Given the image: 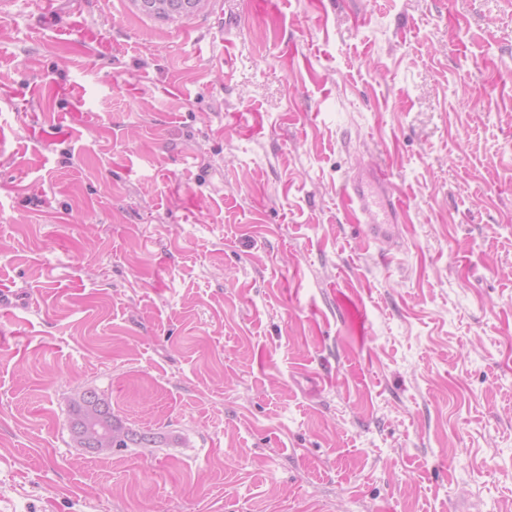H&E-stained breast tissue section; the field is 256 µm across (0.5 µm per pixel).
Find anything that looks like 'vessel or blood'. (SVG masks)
Listing matches in <instances>:
<instances>
[{"mask_svg": "<svg viewBox=\"0 0 512 512\" xmlns=\"http://www.w3.org/2000/svg\"><path fill=\"white\" fill-rule=\"evenodd\" d=\"M388 185L386 171L373 167L350 177L343 188L345 201L375 243L395 242L394 228L404 212L401 199L389 190Z\"/></svg>", "mask_w": 512, "mask_h": 512, "instance_id": "vessel-or-blood-1", "label": "vessel or blood"}]
</instances>
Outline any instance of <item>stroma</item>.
Wrapping results in <instances>:
<instances>
[{
    "instance_id": "35a3bbf8",
    "label": "stroma",
    "mask_w": 512,
    "mask_h": 512,
    "mask_svg": "<svg viewBox=\"0 0 512 512\" xmlns=\"http://www.w3.org/2000/svg\"><path fill=\"white\" fill-rule=\"evenodd\" d=\"M0 286V512H512V0H0ZM192 1L194 0H161L163 5L161 9L162 13L146 6L142 7L141 11L148 16H155L162 19H176L196 12L198 7ZM388 185L386 171L373 167L350 177L343 187V196L352 207L356 220L366 226L372 242L392 243L397 247L394 224L400 221L404 206ZM97 397V401L104 410V414L109 418L108 420L112 423V428L108 425L107 419L102 415H97V418L84 422L81 426L77 425L75 434L79 437L82 444L74 436L75 441L89 454H99L101 452H112L113 449L117 448H130L133 444L147 443L150 442V436L145 433H138L130 428L125 427L120 423L112 414V406L108 400L93 391ZM112 433V445L111 448H99L98 440L102 437H108Z\"/></svg>"
}]
</instances>
